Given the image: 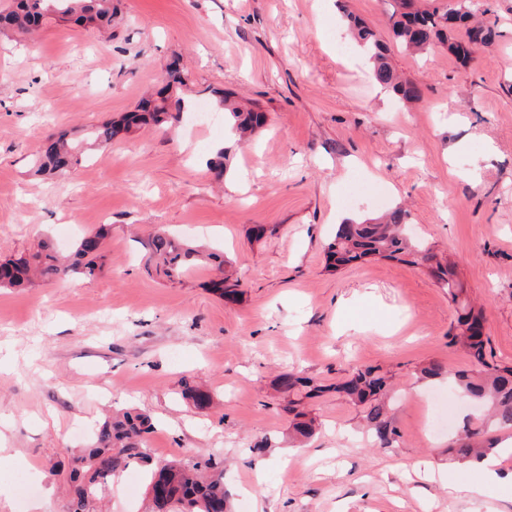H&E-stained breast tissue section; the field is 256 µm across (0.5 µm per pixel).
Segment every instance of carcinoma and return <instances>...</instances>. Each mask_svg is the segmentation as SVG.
<instances>
[{
	"mask_svg": "<svg viewBox=\"0 0 512 512\" xmlns=\"http://www.w3.org/2000/svg\"><path fill=\"white\" fill-rule=\"evenodd\" d=\"M467 0L448 8L429 5V0H394L390 16L393 40L401 47L426 52L441 45L462 61L475 46H487L498 36L495 23L489 21L467 26L470 12ZM113 0H11L0 7V32L15 30L28 35L44 22L79 27H112ZM350 33L372 64V80L390 90L400 100L410 102L420 96L412 81L402 79L393 68L387 43L361 24L351 20ZM169 88L158 97L143 101L140 111L126 116L124 129L129 131L149 121L164 123L175 118L169 112ZM224 116L232 128L253 132L264 124L261 113L244 109L229 98L222 100ZM116 128L110 122L95 127L89 142L74 143L64 137L52 140L46 150L38 151L34 172L42 176H58L67 172L78 156L88 149L112 142ZM408 213L401 207L391 210L377 222L372 219L348 220L336 225L334 238L327 246L326 270L338 272L370 258L396 261L425 267L441 287L448 290L451 301L458 305L457 324L450 335L451 344L460 346L473 362V368L451 370L438 361L419 366L415 378L429 382L448 377L458 393L479 406L483 413L464 422L460 432L448 441V460H479L495 450L498 431L512 428V364L494 363L487 359L488 340L478 327L482 313L461 300L463 288L457 279L455 264L443 260L433 246L415 241L405 234ZM109 229L102 225L84 235L67 255L59 254L54 243L44 240L35 252L0 262V289H24L32 283V275L44 279L93 276L103 269ZM144 247L157 275L169 281L182 277L192 266L207 259L214 262L216 276L212 288L224 298L236 300L242 294V278L224 268V259L208 254L202 245H191L178 237L156 234ZM393 377L378 368H356L346 378L331 384L290 370L278 376L277 391L283 396L289 429L294 439L304 443L316 433L315 420L308 416L309 401L335 391L360 410L377 445L390 448L397 442L398 431L386 415V398ZM185 395L198 407L206 406L210 396L194 381H183ZM150 416L136 411L117 412L98 424L91 443L79 450L72 460L68 512H99L97 504L105 497L113 477L132 463L151 468L148 491L163 479L170 488L166 501L150 497V512H232L230 497L224 488V461L215 455L206 458L187 454L184 458L157 464L146 448V438L153 431Z\"/></svg>",
	"mask_w": 512,
	"mask_h": 512,
	"instance_id": "1",
	"label": "carcinoma"
}]
</instances>
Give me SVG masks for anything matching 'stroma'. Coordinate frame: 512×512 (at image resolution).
<instances>
[{
  "label": "stroma",
  "instance_id": "stroma-1",
  "mask_svg": "<svg viewBox=\"0 0 512 512\" xmlns=\"http://www.w3.org/2000/svg\"><path fill=\"white\" fill-rule=\"evenodd\" d=\"M493 4L499 35L465 64L394 44L392 0H115L106 31L0 33V258L46 236L66 252L112 227L97 276L0 290V448L20 460L0 470V512H68L70 458L120 408L153 417L154 462L221 453L233 512H512V490L449 489V477L479 476L446 454L471 409L447 381L414 377L430 360L472 366L449 342L447 291L390 260L325 268L337 224L403 206L408 235L455 264L482 310L493 360L512 363V0ZM350 14L388 42L416 103L380 89L358 47L337 55ZM171 66L186 105L176 120L119 134L63 176L32 175L50 135L80 138L135 111ZM227 94L265 113L250 140L229 134ZM199 105L212 120L194 126ZM257 225L271 235L249 239ZM163 230L222 252L242 296L214 292L206 265L177 283L149 274L144 244ZM356 366L393 375L398 442L374 445L359 410L330 392L310 404L319 432L292 447L277 376L333 383ZM186 378L211 392L210 408L182 397ZM434 396L450 426L430 433ZM264 436L270 448L252 457ZM146 502L134 464L103 510Z\"/></svg>",
  "mask_w": 512,
  "mask_h": 512
}]
</instances>
